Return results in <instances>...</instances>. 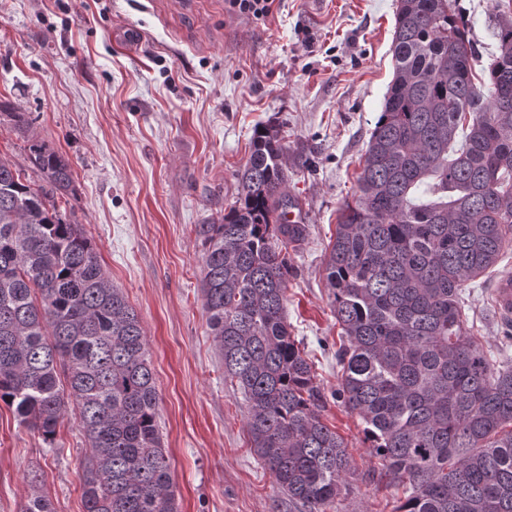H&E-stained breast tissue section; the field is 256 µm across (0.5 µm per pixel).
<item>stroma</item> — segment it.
Returning a JSON list of instances; mask_svg holds the SVG:
<instances>
[{
	"label": "stroma",
	"mask_w": 512,
	"mask_h": 512,
	"mask_svg": "<svg viewBox=\"0 0 512 512\" xmlns=\"http://www.w3.org/2000/svg\"><path fill=\"white\" fill-rule=\"evenodd\" d=\"M512 0H457L476 44L496 50ZM397 0H275L269 17L225 0H0V100L68 157L66 216L83 225L144 329L179 512H305L251 452L240 392L224 380L199 290L197 227L238 197L258 126L276 124L287 191L309 235L292 255L287 313L348 444V491L330 512H393L400 488L336 398V322L324 272L387 87ZM494 278L463 287L464 324L488 359L512 363ZM84 439L66 415L53 445L0 404V512H21L39 477L55 512H82Z\"/></svg>",
	"instance_id": "35a3bbf8"
}]
</instances>
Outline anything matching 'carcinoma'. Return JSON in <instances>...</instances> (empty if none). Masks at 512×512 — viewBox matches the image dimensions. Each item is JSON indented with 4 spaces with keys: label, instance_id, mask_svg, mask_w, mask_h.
Returning a JSON list of instances; mask_svg holds the SVG:
<instances>
[{
    "label": "carcinoma",
    "instance_id": "obj_1",
    "mask_svg": "<svg viewBox=\"0 0 512 512\" xmlns=\"http://www.w3.org/2000/svg\"><path fill=\"white\" fill-rule=\"evenodd\" d=\"M484 106L456 0H398L393 78L359 194L325 257L341 342L336 397L364 425L394 512H512V364L464 327L461 290L512 245V13L500 14ZM29 168L0 157V401L43 443L67 409L87 443L84 512H178L141 321L82 226L66 220L71 163L39 142ZM285 147L255 129L236 204L204 243L210 335L246 402L250 449L288 499L328 512L351 453L291 336ZM22 512H54L38 477Z\"/></svg>",
    "mask_w": 512,
    "mask_h": 512
}]
</instances>
